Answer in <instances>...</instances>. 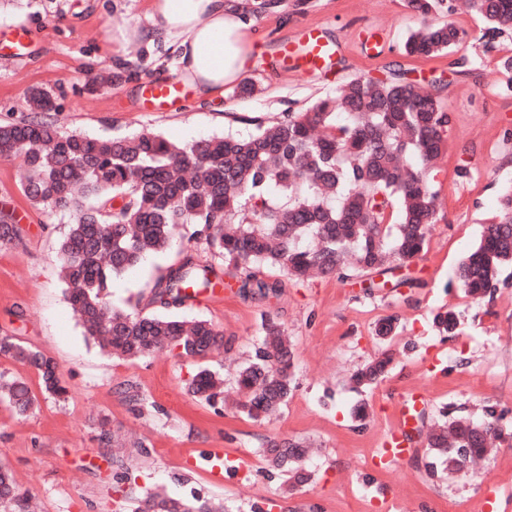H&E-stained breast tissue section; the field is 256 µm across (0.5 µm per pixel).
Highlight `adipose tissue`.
<instances>
[{
  "mask_svg": "<svg viewBox=\"0 0 512 512\" xmlns=\"http://www.w3.org/2000/svg\"><path fill=\"white\" fill-rule=\"evenodd\" d=\"M235 0H147L152 23L147 38L163 37L176 56V71L201 102L238 83L249 60L251 23L233 7Z\"/></svg>",
  "mask_w": 512,
  "mask_h": 512,
  "instance_id": "ef3b65f1",
  "label": "adipose tissue"
}]
</instances>
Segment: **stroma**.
Masks as SVG:
<instances>
[{"label":"stroma","instance_id":"35a3bbf8","mask_svg":"<svg viewBox=\"0 0 512 512\" xmlns=\"http://www.w3.org/2000/svg\"><path fill=\"white\" fill-rule=\"evenodd\" d=\"M284 13L265 15L253 33L257 65L245 76L256 91L218 102L189 97L172 112H145L139 89L172 63L166 43L143 39L145 0H0V123L29 114L31 89L54 95L52 117L65 131L112 137L153 131L178 143L232 132L251 133L285 113L300 112L334 94L343 82L403 74L411 84L438 83L450 123L445 152L432 167L439 221L427 251L381 274L298 279L279 268L262 276L277 294L238 293L236 278L205 239H176L170 251L147 257L115 279L110 303L150 311L156 278L184 254L212 265L219 278L200 302L178 316L204 319L222 331L227 350L211 359L224 378V400L208 406L184 383L193 360L163 349L129 361L102 351L85 336L64 292L59 243L68 217L30 204L20 187L19 163L0 158V208L24 230L21 242L0 246V336L10 335L57 362L68 398L39 395L27 415L0 404V465L30 501V512H135L140 499L160 492L210 502L215 512H512V459L489 447L476 476L464 479L452 453L435 454L428 440L443 418L480 421L488 413L512 432V276L490 296L475 299L455 270L492 217L497 196L512 186V91L500 60L512 54V34L484 36L479 17L457 12L468 36L447 55L406 57L401 47L421 20L406 0H286ZM124 28L130 43L117 63L104 60L103 33ZM320 28L334 45L331 67L284 70L283 43L302 44ZM26 31L23 51L12 39ZM467 167L468 176L458 174ZM459 325L440 335L437 311ZM397 317L395 335H378ZM273 318L294 354L295 386L288 403L262 420L234 408L238 371L254 358L262 321ZM392 349L386 377L362 390L351 380L360 367ZM426 395L415 426V464L372 469L371 460L393 426L404 396ZM364 418H356V408ZM111 443H102L101 429ZM302 442L306 483L285 479L265 455L268 441ZM235 460L223 481L210 475L209 449ZM495 497L484 503V488Z\"/></svg>","mask_w":512,"mask_h":512}]
</instances>
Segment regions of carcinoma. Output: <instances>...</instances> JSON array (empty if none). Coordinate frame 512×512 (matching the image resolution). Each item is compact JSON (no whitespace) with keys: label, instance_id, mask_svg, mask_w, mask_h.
I'll list each match as a JSON object with an SVG mask.
<instances>
[{"label":"carcinoma","instance_id":"cac0c4a2","mask_svg":"<svg viewBox=\"0 0 512 512\" xmlns=\"http://www.w3.org/2000/svg\"><path fill=\"white\" fill-rule=\"evenodd\" d=\"M247 20L285 8L282 0L238 4ZM422 20L403 46L412 57L449 53L466 32L435 17L453 12L450 0H407ZM466 11L486 23L490 40L512 32V0H466ZM29 117L0 124V157L19 158L21 190L33 206L51 215H70L59 254L65 293L85 334L122 358L137 360L171 348L178 356L205 359L224 345L206 320L115 310L112 281L147 255L164 252L175 236H205L214 254L239 271V292L267 297L279 284L261 278L280 267L301 279L345 277L389 263H408L428 246L438 222L437 191L429 164L445 149L450 117L440 97L393 75L358 78L317 100L303 112H288L246 138L231 134L190 144L155 132L92 138L62 130L46 116L56 111L52 95L29 93ZM22 239L12 215L0 211V245ZM512 265V186L498 199V213L484 225L479 243L459 264L465 291L483 298ZM213 267L190 255L167 267L153 286L152 303L168 310L193 300L212 284ZM446 335L456 315L433 318ZM255 357L238 375L245 399L240 412L258 419L286 404L292 394L294 354L280 326L268 318ZM0 356L33 369L41 391L63 400L68 394L56 362L16 338L0 336ZM388 353L353 376L370 387L383 379ZM189 394L208 404L223 397V379L207 365L186 381ZM0 400L18 415L37 402L22 378L0 373ZM512 447L496 420L443 421L430 446L481 448L484 436ZM275 467L297 483L308 479L293 466L304 455L295 441L270 444ZM27 498L0 466V512H26ZM137 512H211L198 498L177 500L160 493L144 497Z\"/></svg>","mask_w":512,"mask_h":512}]
</instances>
